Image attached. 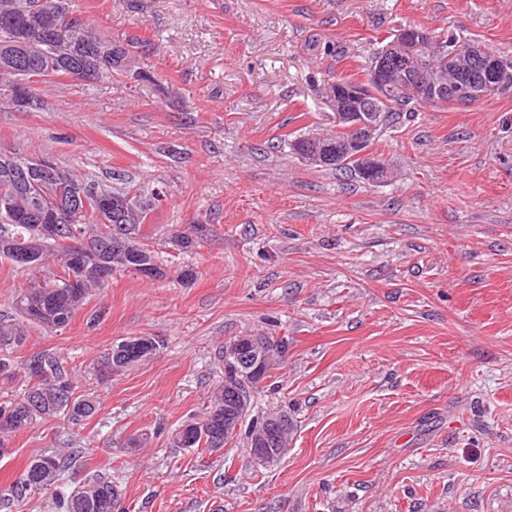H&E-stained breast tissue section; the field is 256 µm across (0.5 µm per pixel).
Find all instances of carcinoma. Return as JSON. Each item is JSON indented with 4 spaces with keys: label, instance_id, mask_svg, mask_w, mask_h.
Instances as JSON below:
<instances>
[{
    "label": "carcinoma",
    "instance_id": "carcinoma-1",
    "mask_svg": "<svg viewBox=\"0 0 512 512\" xmlns=\"http://www.w3.org/2000/svg\"><path fill=\"white\" fill-rule=\"evenodd\" d=\"M43 22L57 26L60 38L56 43L40 46L38 57L41 67L27 73L17 65L21 59L18 42L33 35L36 26ZM451 43L453 40H443L431 33L427 44L421 48L423 58L434 56L440 59L436 68L445 73L450 85L470 71V63L467 61L455 67L445 62V57L454 52L450 48ZM381 54L379 50L365 62L361 68L364 79L338 77L336 83L360 88L366 100L375 103L385 113L382 124H387L399 112L409 111L412 104L446 106L465 101V98L456 96L451 90L429 102L424 101V97L412 88L391 93L372 77V70ZM102 55L109 58L110 69L101 73L100 77L124 75L131 70L129 50L102 40L94 26L76 14L73 0H0V91L13 89L24 75L33 78V86L28 92L29 108L37 109L42 105L41 84L49 82L52 76L64 75V63L80 60L93 66ZM336 144L346 146V150L326 168L348 171L368 182L387 179V174L382 171L372 175L362 172L352 160L356 151L369 146V137L362 134L340 130L328 138L299 137L292 141L291 147L301 156L305 152L322 147L331 148ZM21 160V155L0 154V203H10V210H0V259H12V250L22 247L35 233L33 222L26 219V210L36 195L61 199L83 188L104 190L112 198V203L125 207L128 218L125 220L124 245L115 248L112 246V236L121 226L101 224L93 208L83 213L66 215L62 225L66 228L74 227L88 235L92 242L90 265L93 274L78 292L68 288L64 275L58 279L33 277L29 280L27 287L20 290L13 300V314H0V373L12 372L13 365L7 354L23 346L27 326L36 324L46 330H61L71 322L91 288L104 283L114 273L135 272V266L140 260L155 263L153 252L143 247L139 235L141 226L147 223L155 209V200L160 198V192L153 190L147 197L141 194L133 196L129 190L116 189L79 176L57 162L54 163L52 179H37L31 186L21 185L12 174V166ZM202 239L201 230L195 225L188 234L175 233L173 243L181 249H191ZM143 340L145 345L142 353L131 360L118 355L119 347L130 341V338L114 343L110 351L93 365V372L111 375L157 352L159 340L152 336H145ZM23 369L33 384L19 401L0 404V457L6 456L2 448L13 434L29 428L39 419L66 411L70 413L72 423L76 424L95 412L94 401L73 398L75 381L56 355L34 352L24 360ZM240 378L242 375L233 366L224 365V380L215 384L207 397L208 405L204 412L194 420V423L205 427L206 432L192 435V439L185 444L180 441L179 433L175 432L172 445L204 448L212 452L214 448H223L232 442L240 431L233 426L224 429V382L236 383ZM73 455L72 451L62 453L55 448H47L35 455L12 482L0 487V506L10 508L38 494L49 493L54 499L57 512H124L120 506L121 494L117 486L102 477L92 483L98 489L95 496L80 504L74 502L72 494L63 485L66 472L72 468Z\"/></svg>",
    "mask_w": 512,
    "mask_h": 512
}]
</instances>
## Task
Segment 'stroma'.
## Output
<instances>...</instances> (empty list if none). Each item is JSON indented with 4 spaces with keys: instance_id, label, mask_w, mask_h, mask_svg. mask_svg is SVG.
<instances>
[{
    "instance_id": "stroma-1",
    "label": "stroma",
    "mask_w": 512,
    "mask_h": 512,
    "mask_svg": "<svg viewBox=\"0 0 512 512\" xmlns=\"http://www.w3.org/2000/svg\"><path fill=\"white\" fill-rule=\"evenodd\" d=\"M141 75L53 78L40 109L0 97V152L49 155L124 190H161L140 239L164 278L114 273L71 323L30 326L22 363L56 352L90 419L9 440L0 486L46 448H79L130 512H512V88L422 106L368 151L388 180L308 165L284 135L326 137L336 76L399 28L512 57V0H76ZM205 224L190 252L175 231ZM190 268L192 281L180 273ZM286 338L257 414L295 430L272 468L246 436L175 448L224 368L226 340ZM159 351L99 378L112 344ZM147 434L145 446L128 441Z\"/></svg>"
}]
</instances>
